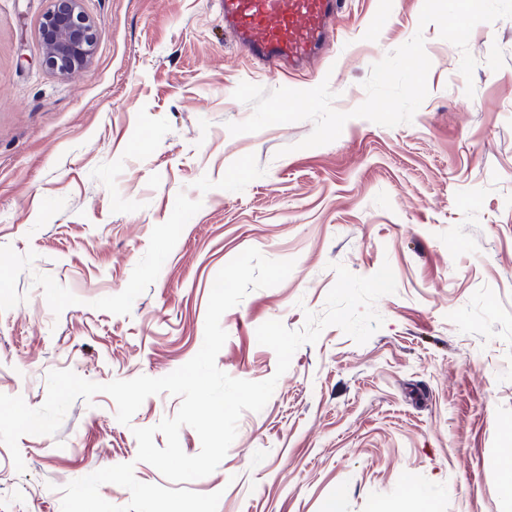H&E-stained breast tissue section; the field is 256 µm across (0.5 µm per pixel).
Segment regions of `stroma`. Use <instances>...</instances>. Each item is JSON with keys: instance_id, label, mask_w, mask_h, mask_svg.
<instances>
[{"instance_id": "35a3bbf8", "label": "stroma", "mask_w": 512, "mask_h": 512, "mask_svg": "<svg viewBox=\"0 0 512 512\" xmlns=\"http://www.w3.org/2000/svg\"><path fill=\"white\" fill-rule=\"evenodd\" d=\"M423 4L345 0L322 56L278 75L225 37L223 0H81L102 36L63 76L42 63L50 0H0V393L37 408L53 370L173 372L203 344L216 275L253 247L294 268L223 314L216 364L278 383L187 489L221 492L218 512H512V18L474 27L468 82L459 49L420 26ZM418 32L431 68L411 123L352 118L307 149L309 121L229 133L252 113L240 82L325 81L348 112L372 64ZM337 263L362 277L390 264L382 326L363 344L326 327L276 375L257 327L302 329ZM180 404L150 396L126 426L109 395L76 400L55 435L19 438L21 473L0 443V512H61L60 487L123 463L166 485L133 431Z\"/></svg>"}]
</instances>
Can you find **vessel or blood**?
I'll return each mask as SVG.
<instances>
[{
    "label": "vessel or blood",
    "mask_w": 512,
    "mask_h": 512,
    "mask_svg": "<svg viewBox=\"0 0 512 512\" xmlns=\"http://www.w3.org/2000/svg\"><path fill=\"white\" fill-rule=\"evenodd\" d=\"M343 0H224V29L259 61L294 69L316 59L335 35Z\"/></svg>",
    "instance_id": "vessel-or-blood-1"
}]
</instances>
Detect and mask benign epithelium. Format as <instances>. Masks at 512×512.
Listing matches in <instances>:
<instances>
[{
  "instance_id": "7a95c632",
  "label": "benign epithelium",
  "mask_w": 512,
  "mask_h": 512,
  "mask_svg": "<svg viewBox=\"0 0 512 512\" xmlns=\"http://www.w3.org/2000/svg\"><path fill=\"white\" fill-rule=\"evenodd\" d=\"M51 2L40 27L44 64L52 72L66 75L87 66L102 31L84 14L81 0Z\"/></svg>"
}]
</instances>
